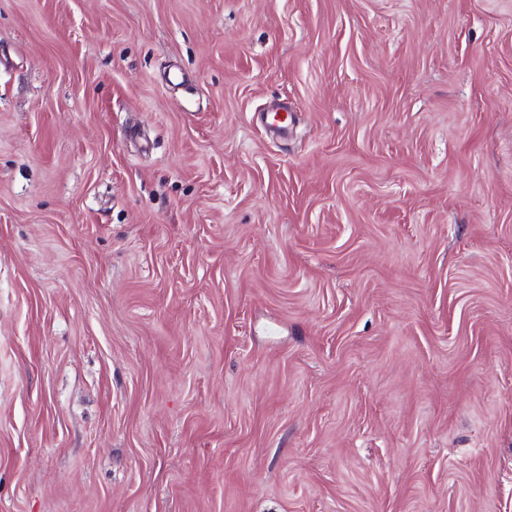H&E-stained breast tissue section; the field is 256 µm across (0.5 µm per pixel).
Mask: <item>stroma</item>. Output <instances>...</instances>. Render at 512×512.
I'll list each match as a JSON object with an SVG mask.
<instances>
[{
	"label": "stroma",
	"instance_id": "1",
	"mask_svg": "<svg viewBox=\"0 0 512 512\" xmlns=\"http://www.w3.org/2000/svg\"><path fill=\"white\" fill-rule=\"evenodd\" d=\"M0 512H512V0H0Z\"/></svg>",
	"mask_w": 512,
	"mask_h": 512
}]
</instances>
